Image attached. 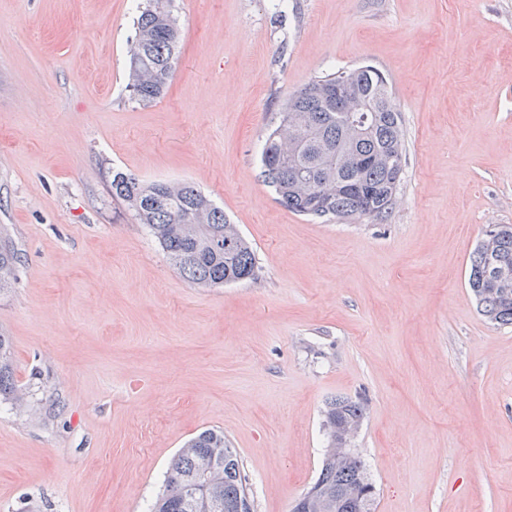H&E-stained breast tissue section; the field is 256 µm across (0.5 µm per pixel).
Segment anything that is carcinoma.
Instances as JSON below:
<instances>
[{"mask_svg":"<svg viewBox=\"0 0 512 512\" xmlns=\"http://www.w3.org/2000/svg\"><path fill=\"white\" fill-rule=\"evenodd\" d=\"M173 0H143L129 40L126 88L143 104L159 100L180 53ZM344 83L368 98L369 109L336 108L331 92ZM406 166L402 113L386 77L372 65L341 69L289 94L267 132L261 176L288 209L324 221L382 220L396 203ZM112 199L146 225L171 266L199 288H222L258 277L252 244L224 209L188 181L146 183L115 172ZM18 253L0 243V293L16 281ZM469 286L481 315L512 325V224H490L471 256ZM0 397L22 410L26 389L14 379L11 343L0 332ZM366 415L362 400L338 397L323 414L326 435L319 475L293 512H372L375 486L364 461L348 448ZM251 501L240 457L224 431L208 428L171 460L152 512H225Z\"/></svg>","mask_w":512,"mask_h":512,"instance_id":"carcinoma-1","label":"carcinoma"}]
</instances>
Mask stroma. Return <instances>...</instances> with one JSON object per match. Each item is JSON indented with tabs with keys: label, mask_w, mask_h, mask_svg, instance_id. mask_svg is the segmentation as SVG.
Listing matches in <instances>:
<instances>
[{
	"label": "stroma",
	"mask_w": 512,
	"mask_h": 512,
	"mask_svg": "<svg viewBox=\"0 0 512 512\" xmlns=\"http://www.w3.org/2000/svg\"><path fill=\"white\" fill-rule=\"evenodd\" d=\"M139 0H0V294L24 411L0 402V512H150L165 471L223 430L254 512H291L322 412L367 405L374 512H512V326L469 290L512 224V0H174L172 82L126 88ZM370 64L407 131L384 220L323 222L261 176L288 94ZM191 181L252 243L257 279L199 288L108 182ZM18 253L0 240V293L12 288L16 281Z\"/></svg>",
	"instance_id": "stroma-1"
}]
</instances>
